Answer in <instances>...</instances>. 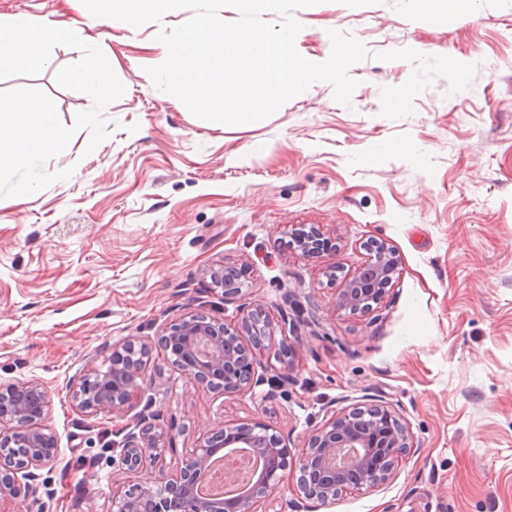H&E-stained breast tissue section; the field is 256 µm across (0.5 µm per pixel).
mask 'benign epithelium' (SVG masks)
<instances>
[{
    "instance_id": "1",
    "label": "benign epithelium",
    "mask_w": 512,
    "mask_h": 512,
    "mask_svg": "<svg viewBox=\"0 0 512 512\" xmlns=\"http://www.w3.org/2000/svg\"><path fill=\"white\" fill-rule=\"evenodd\" d=\"M302 253L315 257L332 248L331 239L318 229L294 233ZM366 259L336 288V307L353 313L368 311L394 285L400 259L388 243L373 239L365 244ZM213 287L224 296L239 293L235 273L224 267L210 271ZM301 312L291 297L273 314L260 303L241 308L231 325L205 312L189 313L165 327L152 341L127 337L112 351L111 370L90 367L72 390L76 407L89 413L108 408L122 418L145 393V370L152 354L187 375L202 389L220 396L238 395L268 385L267 396L285 392L286 381L258 374L259 356L275 341L276 326L288 323V311ZM49 410L48 391L28 381L0 387V499L21 493L18 474L33 477L32 469L52 461L58 445L55 434L41 424ZM156 426L130 434L117 461L118 470L135 471L146 452L159 448ZM413 447L412 435L398 413L382 399L329 411L324 424L311 431L298 456L296 486L301 499L326 507L347 491L375 488L391 477L398 458ZM223 448H254L262 455V471L252 490L234 498L212 501L195 494L208 474L214 454ZM288 466V448L280 435L261 424L224 425L212 430L182 461L172 476L160 475L149 484H136L112 495V512H250L252 501L264 497Z\"/></svg>"
}]
</instances>
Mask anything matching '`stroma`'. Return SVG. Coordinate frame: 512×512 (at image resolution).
I'll list each match as a JSON object with an SVG mask.
<instances>
[{
  "instance_id": "35a3bbf8",
  "label": "stroma",
  "mask_w": 512,
  "mask_h": 512,
  "mask_svg": "<svg viewBox=\"0 0 512 512\" xmlns=\"http://www.w3.org/2000/svg\"><path fill=\"white\" fill-rule=\"evenodd\" d=\"M448 12L438 25L404 0L297 10L299 54H329L333 30L370 51L348 70L350 104L322 83L264 120L226 125L195 117L144 77L160 26L189 11L132 34L86 26L67 0H0V14L99 46L125 87L103 112L104 141L90 147V130L79 129L46 162L68 179L0 200V384L35 381L49 393L45 424L59 452L33 483L45 512H112L116 484L176 471L224 423L268 425L297 457L328 408L373 395L400 414L414 446L389 483L343 494L324 512H512V0H448ZM405 48L470 59L476 72L464 94L439 77L413 115L386 118L382 89L404 84L413 66L377 55ZM80 56L56 47L32 81L67 126L93 106L56 83ZM384 143L393 151L381 152ZM311 225L336 250L304 256L288 231ZM370 239L397 251L395 284L373 311L337 309L328 275L358 267ZM220 263L241 270L238 295L212 287ZM288 293L313 321L285 330L291 366L275 343L260 357L264 374L293 377L287 398L266 399L263 385L216 396L153 358L146 390L163 428L161 460L117 473L111 411L84 413L71 400L88 366L108 367L113 345L156 336L186 313L231 323L239 305L273 310Z\"/></svg>"
}]
</instances>
